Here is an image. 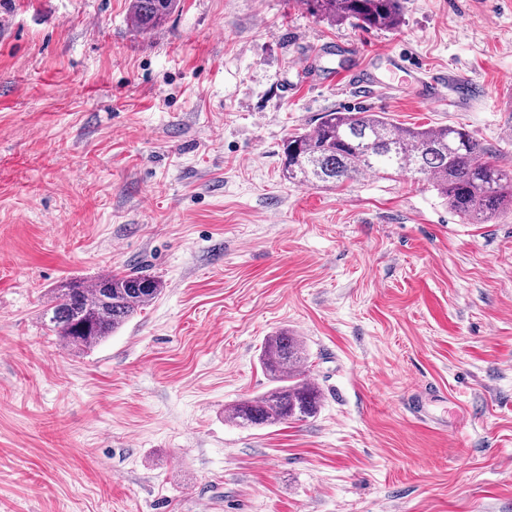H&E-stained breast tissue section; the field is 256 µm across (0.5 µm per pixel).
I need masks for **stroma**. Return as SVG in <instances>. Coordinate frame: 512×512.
Returning <instances> with one entry per match:
<instances>
[{
    "label": "stroma",
    "instance_id": "obj_1",
    "mask_svg": "<svg viewBox=\"0 0 512 512\" xmlns=\"http://www.w3.org/2000/svg\"><path fill=\"white\" fill-rule=\"evenodd\" d=\"M128 7L0 0V512H512V214L283 170L291 134L361 107L462 126L512 169V0H402L394 31L179 0L140 33ZM379 45L486 101L388 88ZM131 267L161 294L64 347L60 282ZM281 330L320 410L239 428L225 410L271 388Z\"/></svg>",
    "mask_w": 512,
    "mask_h": 512
}]
</instances>
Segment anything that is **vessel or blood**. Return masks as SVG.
<instances>
[{
  "mask_svg": "<svg viewBox=\"0 0 512 512\" xmlns=\"http://www.w3.org/2000/svg\"><path fill=\"white\" fill-rule=\"evenodd\" d=\"M377 56L388 61L397 71L411 77V89L426 103L454 107L473 102L483 93L482 84L475 81L452 80L445 83L435 76L421 77L420 67L410 63L404 54L382 48L378 50Z\"/></svg>",
  "mask_w": 512,
  "mask_h": 512,
  "instance_id": "b4317fda",
  "label": "vessel or blood"
}]
</instances>
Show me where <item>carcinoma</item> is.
<instances>
[{"instance_id": "cac0c4a2", "label": "carcinoma", "mask_w": 512, "mask_h": 512, "mask_svg": "<svg viewBox=\"0 0 512 512\" xmlns=\"http://www.w3.org/2000/svg\"><path fill=\"white\" fill-rule=\"evenodd\" d=\"M313 16L332 24L396 30L400 0H299ZM176 0H130L138 32L160 28ZM288 180L338 184L373 173L403 172L431 185L448 208L472 224L512 212V170L490 160L468 130L440 125L401 127L384 112H324L315 127L284 143ZM162 291L161 281L133 269L61 286L47 311L50 331L67 347L90 350L117 332ZM260 362L274 386L228 407L237 426H272L314 417L321 392L304 377L305 350L295 336L279 332L261 348Z\"/></svg>"}]
</instances>
